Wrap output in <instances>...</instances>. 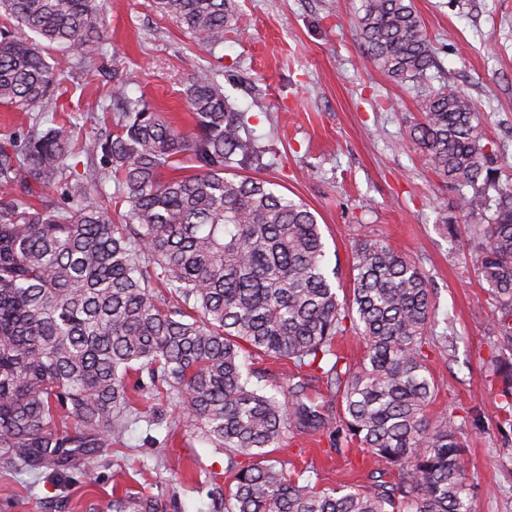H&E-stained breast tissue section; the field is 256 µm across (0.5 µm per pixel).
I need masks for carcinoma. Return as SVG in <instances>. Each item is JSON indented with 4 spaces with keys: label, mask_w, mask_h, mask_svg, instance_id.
<instances>
[{
    "label": "carcinoma",
    "mask_w": 512,
    "mask_h": 512,
    "mask_svg": "<svg viewBox=\"0 0 512 512\" xmlns=\"http://www.w3.org/2000/svg\"><path fill=\"white\" fill-rule=\"evenodd\" d=\"M231 3L155 0L211 53L237 29ZM0 4L17 22L0 27V105L33 121L22 141H0V466L61 474L110 452L139 414L126 379L141 370L167 385L187 431L224 449L235 485L211 492L224 512H469L462 424L428 417L433 306L416 264L382 240L361 241L351 304H341L314 213L238 174L261 167L262 150L211 78L183 91L192 132L127 97L116 65L111 134L79 144L64 122L42 128L59 109L60 82L27 32L93 72L101 0ZM357 27L393 81L419 84L437 67L413 0H364ZM420 110L409 136L458 192L499 333L512 341V186L499 185L495 144L462 90L442 84ZM109 182L128 205L120 224L90 198ZM349 329L366 343L357 368L336 348ZM252 353L288 360L341 394L336 439L386 460L391 480L316 489L277 460L246 463L291 426H325L306 382L288 384L286 400L253 387L243 370ZM490 364L503 383L500 426L512 430V362ZM160 509L130 489L101 505Z\"/></svg>",
    "instance_id": "carcinoma-1"
}]
</instances>
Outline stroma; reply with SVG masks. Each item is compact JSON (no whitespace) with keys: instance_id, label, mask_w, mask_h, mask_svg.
I'll return each mask as SVG.
<instances>
[{"instance_id":"35a3bbf8","label":"stroma","mask_w":512,"mask_h":512,"mask_svg":"<svg viewBox=\"0 0 512 512\" xmlns=\"http://www.w3.org/2000/svg\"><path fill=\"white\" fill-rule=\"evenodd\" d=\"M438 54L430 80L458 84L474 102L481 126L499 153L500 182H512V0H414ZM239 29L208 53L153 0H106L101 40L92 48L98 72L77 69L69 52L45 45L63 73L65 111L78 136L107 130L112 69L130 81V98L148 100L168 121L193 123L185 84L206 75L249 117L248 131L264 149L256 178L308 205L339 273V300L352 295L353 252L364 238L385 240L416 262L430 292L435 344L429 369L439 388L431 414L472 418L462 435L471 512H512V431L498 427L501 380H489L490 354L512 359L496 341L498 312L474 267V245L453 231L461 213L455 192L428 169L408 128L420 118L425 86L391 80L356 33L363 0H235ZM429 84V85H430ZM145 376L131 375L141 412L110 453L91 468L57 478L45 471L0 468V512H95L113 487L162 501L166 512H216L213 486H228L224 453L176 425L179 404L165 393H142ZM325 407L327 427L289 429L266 456L302 471L319 488L366 485L387 472L377 459L335 451L331 426L341 397L310 382Z\"/></svg>"}]
</instances>
